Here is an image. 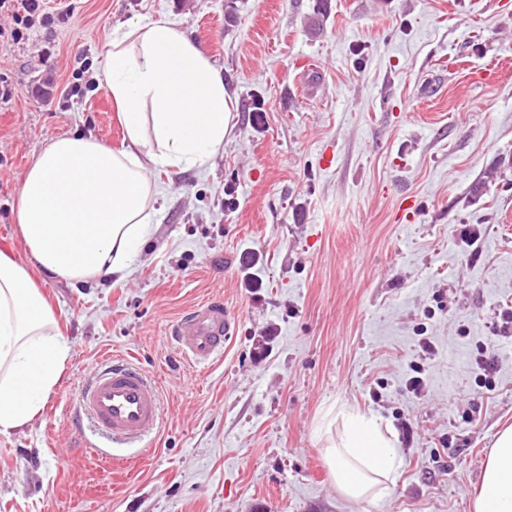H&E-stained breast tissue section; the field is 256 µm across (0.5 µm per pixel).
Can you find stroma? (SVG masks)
Wrapping results in <instances>:
<instances>
[{
  "label": "stroma",
  "mask_w": 512,
  "mask_h": 512,
  "mask_svg": "<svg viewBox=\"0 0 512 512\" xmlns=\"http://www.w3.org/2000/svg\"><path fill=\"white\" fill-rule=\"evenodd\" d=\"M160 17L207 50L238 109L209 164L149 168L153 227L126 281L35 272L70 352L39 416L0 434V512H472L512 425L498 318L512 308V0H44L25 38L0 45L9 256L27 257L13 206L53 139L120 149L106 38ZM492 63L498 78L480 80ZM209 298L237 328L196 367L169 329ZM109 356L162 395L157 437L117 460L87 446L73 411ZM343 409L397 433L398 475L377 500L331 483L318 433Z\"/></svg>",
  "instance_id": "stroma-1"
}]
</instances>
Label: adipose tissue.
Wrapping results in <instances>:
<instances>
[{
	"label": "adipose tissue",
	"instance_id": "adipose-tissue-1",
	"mask_svg": "<svg viewBox=\"0 0 512 512\" xmlns=\"http://www.w3.org/2000/svg\"><path fill=\"white\" fill-rule=\"evenodd\" d=\"M104 74L126 148L80 134L53 139L19 189L28 258L0 253V433L39 415L69 356L33 271L68 283L125 281L153 217L149 166H204L237 109L204 48L165 19L112 28ZM321 437L332 483L345 498L373 500L395 483L394 434L375 417L343 413L340 430L324 427ZM473 512H512V426L487 454Z\"/></svg>",
	"mask_w": 512,
	"mask_h": 512
}]
</instances>
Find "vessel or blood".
<instances>
[{"instance_id":"obj_1","label":"vessel or blood","mask_w":512,"mask_h":512,"mask_svg":"<svg viewBox=\"0 0 512 512\" xmlns=\"http://www.w3.org/2000/svg\"><path fill=\"white\" fill-rule=\"evenodd\" d=\"M236 322L223 300L195 305L177 321L172 339L189 364L206 366L221 357ZM161 399L153 375L122 358L104 359L77 394L75 414L86 418L108 444L133 445L148 440L160 425Z\"/></svg>"}]
</instances>
